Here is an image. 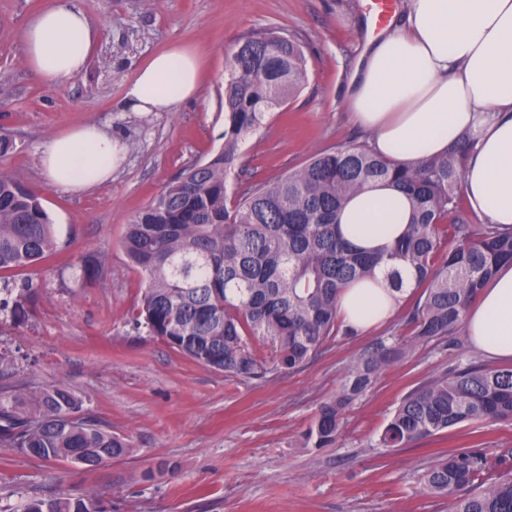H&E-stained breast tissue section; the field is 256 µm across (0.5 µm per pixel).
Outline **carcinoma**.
<instances>
[{
    "label": "carcinoma",
    "mask_w": 512,
    "mask_h": 512,
    "mask_svg": "<svg viewBox=\"0 0 512 512\" xmlns=\"http://www.w3.org/2000/svg\"><path fill=\"white\" fill-rule=\"evenodd\" d=\"M303 45L294 37L249 31L236 43L224 74V144L184 168L126 225L122 249L142 275L138 325L198 364L240 378L302 369L330 339L356 329L339 320L347 285L374 277L388 261L411 274L398 294L416 300L404 323L407 339L381 341L351 364L336 394L305 432L309 448H330L347 406L389 364L419 344L453 340L463 350L468 309L497 265L512 260V229L470 222L463 188L464 154L451 151L411 166L384 161L365 145L341 144L310 157L272 183L229 193L245 139L283 109L307 79ZM411 197L414 215L397 245L369 254L338 229L343 203L375 181ZM55 226L39 197L0 171V293L32 285L6 276L54 254ZM82 282L105 273L102 256L78 261ZM273 350L257 355L249 337ZM512 421V366H456L420 382L380 433L382 448H403L462 423ZM0 447L46 461L93 468L130 452L64 384H17L0 393ZM422 488L448 501V512H512V467L480 448H460L420 477ZM23 512H103L94 494L31 499Z\"/></svg>",
    "instance_id": "1"
}]
</instances>
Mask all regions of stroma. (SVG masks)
Listing matches in <instances>:
<instances>
[{
  "label": "stroma",
  "instance_id": "35a3bbf8",
  "mask_svg": "<svg viewBox=\"0 0 512 512\" xmlns=\"http://www.w3.org/2000/svg\"><path fill=\"white\" fill-rule=\"evenodd\" d=\"M47 0H0V135L17 147L0 170L37 194L61 253L24 270L33 301L0 313V388L25 381L68 386L89 414L127 439L128 455L91 471L0 448V512L30 498L96 492L107 512H446L419 476L448 452L474 445L512 450V422L464 423L406 448L377 445L401 399L452 367L485 362L429 343L392 364L347 408L337 445L309 448L304 433L346 368L376 342L397 341L408 311L322 345L297 372L242 379L210 370L137 327L144 283L121 247L125 226L183 168L224 142V69L250 29L295 36L309 77L302 93L242 145L230 189L279 179L311 156L368 143L347 108L352 79L373 33L369 0H72L102 39L84 73L49 87L22 62L20 30ZM173 41L205 68L199 97L140 119L117 110L123 83ZM92 119L121 132L124 165L85 193L49 184L41 154L62 131ZM106 255L87 286L73 260Z\"/></svg>",
  "mask_w": 512,
  "mask_h": 512
}]
</instances>
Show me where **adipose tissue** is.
Wrapping results in <instances>:
<instances>
[{
	"label": "adipose tissue",
	"instance_id": "adipose-tissue-1",
	"mask_svg": "<svg viewBox=\"0 0 512 512\" xmlns=\"http://www.w3.org/2000/svg\"><path fill=\"white\" fill-rule=\"evenodd\" d=\"M101 32L71 0H48L22 32L24 62L53 86L81 74ZM203 71L195 50L173 43L138 66L117 108L126 115L173 112L195 100ZM372 148L400 164L464 149V190L488 223L512 227V0H410L404 23L370 41L348 97ZM475 143L465 148L464 137ZM124 162L120 133L87 121L52 139L40 158L50 184L85 192L110 181ZM412 203L386 183L366 186L339 215L344 238L388 251L412 219ZM394 313L384 273L353 283L338 299L344 323L364 329ZM465 324L488 357L512 360V263L482 289Z\"/></svg>",
	"mask_w": 512,
	"mask_h": 512
}]
</instances>
